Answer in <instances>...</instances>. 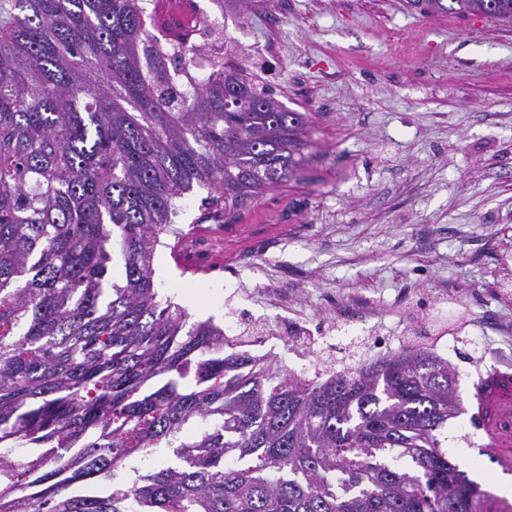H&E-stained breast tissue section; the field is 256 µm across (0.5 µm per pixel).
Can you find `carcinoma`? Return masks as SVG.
Instances as JSON below:
<instances>
[{
  "label": "carcinoma",
  "instance_id": "obj_1",
  "mask_svg": "<svg viewBox=\"0 0 512 512\" xmlns=\"http://www.w3.org/2000/svg\"><path fill=\"white\" fill-rule=\"evenodd\" d=\"M160 3L0 0V512H480L431 348L310 380L158 301L186 195L293 178L309 126L224 63L219 18L150 30ZM403 7L512 24V0Z\"/></svg>",
  "mask_w": 512,
  "mask_h": 512
}]
</instances>
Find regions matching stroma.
<instances>
[{
    "instance_id": "1",
    "label": "stroma",
    "mask_w": 512,
    "mask_h": 512,
    "mask_svg": "<svg viewBox=\"0 0 512 512\" xmlns=\"http://www.w3.org/2000/svg\"><path fill=\"white\" fill-rule=\"evenodd\" d=\"M224 16L231 50L287 108L308 113L292 180L233 212L238 229L209 252L177 232H216L185 200L156 253L161 296L195 292L192 319L312 377L318 349L380 334L448 360L471 403L484 364L512 373V25L404 10L400 0H196ZM369 318L345 317L350 298ZM448 451L502 494L503 469L469 415Z\"/></svg>"
}]
</instances>
